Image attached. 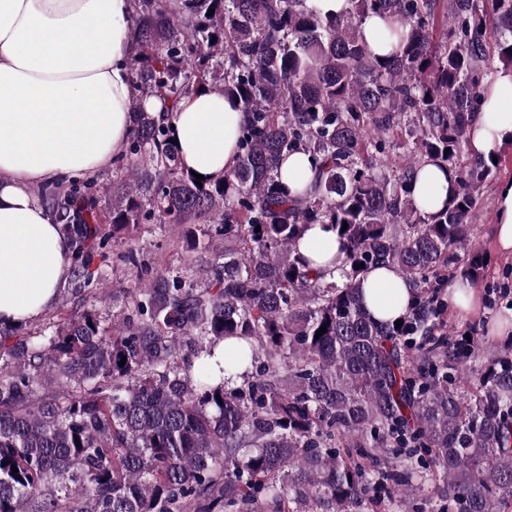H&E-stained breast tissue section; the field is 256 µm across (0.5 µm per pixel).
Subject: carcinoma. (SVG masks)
Wrapping results in <instances>:
<instances>
[{
  "label": "carcinoma",
  "instance_id": "carcinoma-1",
  "mask_svg": "<svg viewBox=\"0 0 512 512\" xmlns=\"http://www.w3.org/2000/svg\"><path fill=\"white\" fill-rule=\"evenodd\" d=\"M371 16L391 22L384 56ZM130 18L112 188L37 195L73 297H95L94 257L149 222L207 225L185 243L213 253L211 276L145 274L130 250L137 283L110 326L92 311L39 336L0 326V512H512V336L492 349L447 315L448 278L483 268L468 243L498 165L467 154L469 115L493 66L512 70V0H347L335 17L306 0H131ZM212 89L249 120L236 165L197 185L142 101ZM294 153L315 159L295 194L280 174ZM428 162L458 190L424 214L411 186ZM313 224L340 243L328 269L299 250ZM380 264L415 289L399 328L362 303ZM385 29V22L376 16L367 18L362 25L364 39L371 51L376 55H385L390 51L382 39V32Z\"/></svg>",
  "mask_w": 512,
  "mask_h": 512
}]
</instances>
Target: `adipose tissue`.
<instances>
[{
    "label": "adipose tissue",
    "mask_w": 512,
    "mask_h": 512,
    "mask_svg": "<svg viewBox=\"0 0 512 512\" xmlns=\"http://www.w3.org/2000/svg\"><path fill=\"white\" fill-rule=\"evenodd\" d=\"M137 50L129 0H0V325L39 319L57 300L70 268L68 246L33 193L48 183L94 176L124 155L130 134ZM491 94L469 123L471 155L488 157L512 141V71L489 77ZM170 140L191 171L213 180L232 169L248 115L206 91L169 111ZM457 188L454 171L426 165L411 194L426 212ZM364 305L379 322L399 320L413 291L392 268L362 282Z\"/></svg>",
    "instance_id": "adipose-tissue-1"
}]
</instances>
